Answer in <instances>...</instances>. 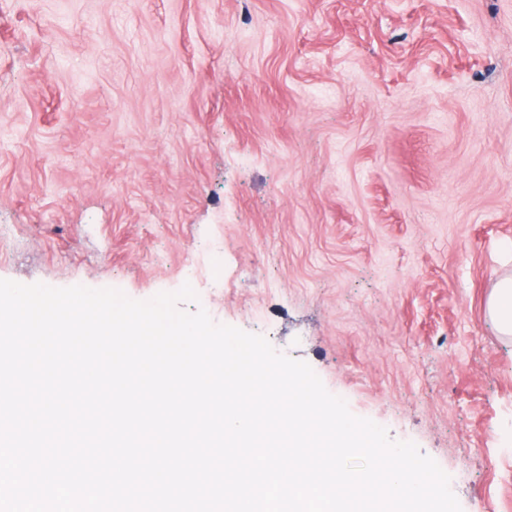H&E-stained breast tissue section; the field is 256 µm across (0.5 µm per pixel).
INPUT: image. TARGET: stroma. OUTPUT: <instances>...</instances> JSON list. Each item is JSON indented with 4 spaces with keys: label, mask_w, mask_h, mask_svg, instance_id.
Returning <instances> with one entry per match:
<instances>
[{
    "label": "stroma",
    "mask_w": 512,
    "mask_h": 512,
    "mask_svg": "<svg viewBox=\"0 0 512 512\" xmlns=\"http://www.w3.org/2000/svg\"><path fill=\"white\" fill-rule=\"evenodd\" d=\"M512 0H0V279L190 284L512 512ZM486 310L502 336L512 335V275L500 276L489 294Z\"/></svg>",
    "instance_id": "1"
}]
</instances>
